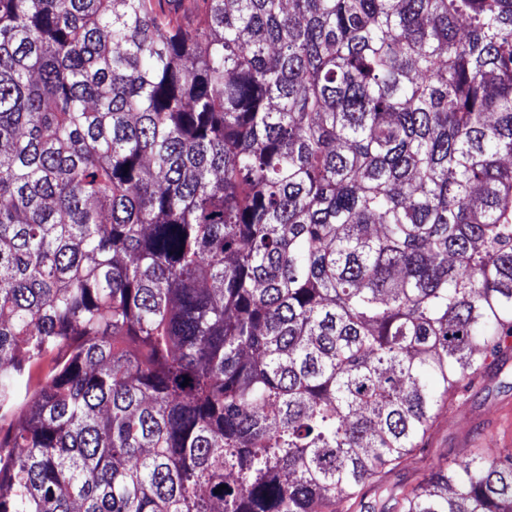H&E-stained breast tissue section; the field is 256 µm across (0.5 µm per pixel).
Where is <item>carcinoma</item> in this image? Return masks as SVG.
<instances>
[{
    "label": "carcinoma",
    "instance_id": "1",
    "mask_svg": "<svg viewBox=\"0 0 512 512\" xmlns=\"http://www.w3.org/2000/svg\"><path fill=\"white\" fill-rule=\"evenodd\" d=\"M511 349L512 0H0V512H337Z\"/></svg>",
    "mask_w": 512,
    "mask_h": 512
}]
</instances>
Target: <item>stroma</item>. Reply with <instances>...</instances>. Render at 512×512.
<instances>
[{"label":"stroma","mask_w":512,"mask_h":512,"mask_svg":"<svg viewBox=\"0 0 512 512\" xmlns=\"http://www.w3.org/2000/svg\"><path fill=\"white\" fill-rule=\"evenodd\" d=\"M506 448H512V352L455 394L448 408L434 419L424 449L409 453L396 468L382 472L378 485L362 487L356 502H343L338 512H361L378 486L410 491L448 457L464 460L475 452Z\"/></svg>","instance_id":"35a3bbf8"}]
</instances>
